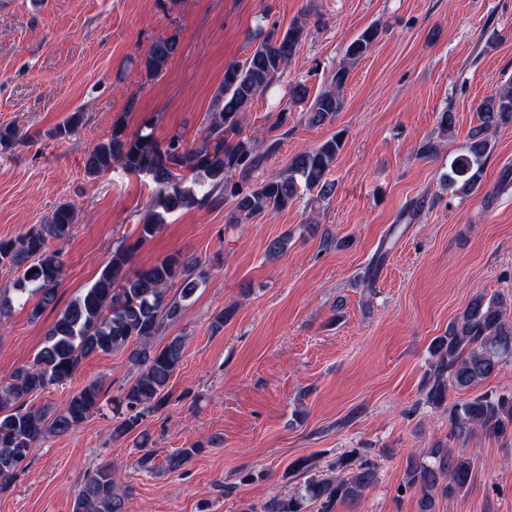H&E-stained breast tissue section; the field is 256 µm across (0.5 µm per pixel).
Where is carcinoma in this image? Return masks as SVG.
Segmentation results:
<instances>
[{
    "instance_id": "1",
    "label": "carcinoma",
    "mask_w": 512,
    "mask_h": 512,
    "mask_svg": "<svg viewBox=\"0 0 512 512\" xmlns=\"http://www.w3.org/2000/svg\"><path fill=\"white\" fill-rule=\"evenodd\" d=\"M305 37L306 23L295 20L283 32L276 28L267 32L243 62L225 67L200 143L189 146L179 135L160 143L149 122L130 135L119 119L111 136L87 153L85 171L89 176L118 166L148 178L153 185L149 208L136 225L137 240L130 244L125 237L116 245L98 279L49 329L33 363L0 381V492L10 487L41 442L76 429L101 410L102 387L97 382L73 393L58 409L29 406L31 398L46 388L67 384L91 355L127 352L136 377L115 405L118 420L113 433L117 438L135 434L140 448L151 443L145 421L170 401V380L183 361L185 346L182 336L170 338L161 347L154 339L183 318L207 277L197 263L177 254L138 271L129 269L137 248L163 230L169 214L213 205L228 195L235 201L228 223L237 224L243 218L290 208L301 188L321 198L332 194L334 183L328 175L344 146L342 133L296 154L285 170L255 185L250 184L252 174L278 152L281 137L277 134L267 139L262 151L254 141L240 137L244 114L255 98L285 77ZM378 37V28L370 26L348 44L345 61L330 73L328 88L307 107L310 124L322 125L342 110L340 90L348 81L351 64L365 56ZM180 44L177 30L157 37L138 61L145 78L162 74ZM478 112L480 125L471 130L464 152L453 159L448 173V185L458 187L462 194L481 184L483 165L491 151L489 131L512 123V83L495 90ZM83 119L80 111L70 113L50 136L58 140L69 137ZM22 140L18 127L0 125V150H9ZM74 220V208L62 204L45 223L24 235L0 238V266L17 272L13 292L0 293V323L11 315L16 300L27 303L38 298L31 310L34 318L55 302L63 262L60 250L50 249L49 241L67 239ZM175 282L179 287L171 296L169 287ZM503 309L502 299L478 294L448 327V335L432 343L425 402L448 411L449 437L453 439L464 440L478 428L491 437L512 441V393L476 395L465 402L448 403L450 390L473 388L512 358V324L504 319ZM202 450L195 445L169 454L165 469L180 470ZM428 455L429 462L409 461L400 483V490L420 494L422 512H433L440 498L466 491L474 478L472 461L463 454L438 445ZM297 472L307 478L294 492L275 495L243 512H308L311 504L318 505V512H333L337 502L357 501L377 482L375 464L358 448L324 472L301 458L290 468V473ZM130 495L131 488L121 486L114 468L104 464L86 474L73 512H125Z\"/></svg>"
}]
</instances>
